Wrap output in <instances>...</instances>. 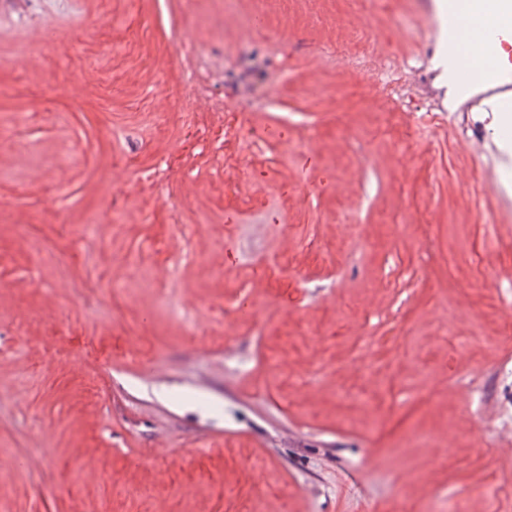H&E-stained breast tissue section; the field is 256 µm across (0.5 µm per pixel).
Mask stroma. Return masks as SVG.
<instances>
[{"label":"stroma","instance_id":"35a3bbf8","mask_svg":"<svg viewBox=\"0 0 512 512\" xmlns=\"http://www.w3.org/2000/svg\"><path fill=\"white\" fill-rule=\"evenodd\" d=\"M442 2L0 0V512H512V112L440 85ZM356 30L416 60L423 137ZM228 110L281 150L225 164Z\"/></svg>","mask_w":512,"mask_h":512}]
</instances>
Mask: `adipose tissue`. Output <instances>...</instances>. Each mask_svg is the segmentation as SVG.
<instances>
[{
  "instance_id": "ef3b65f1",
  "label": "adipose tissue",
  "mask_w": 512,
  "mask_h": 512,
  "mask_svg": "<svg viewBox=\"0 0 512 512\" xmlns=\"http://www.w3.org/2000/svg\"><path fill=\"white\" fill-rule=\"evenodd\" d=\"M457 23L464 34L467 53L480 68H488L492 54L483 50L485 42L503 26H512V6L505 0H472L459 10Z\"/></svg>"
}]
</instances>
